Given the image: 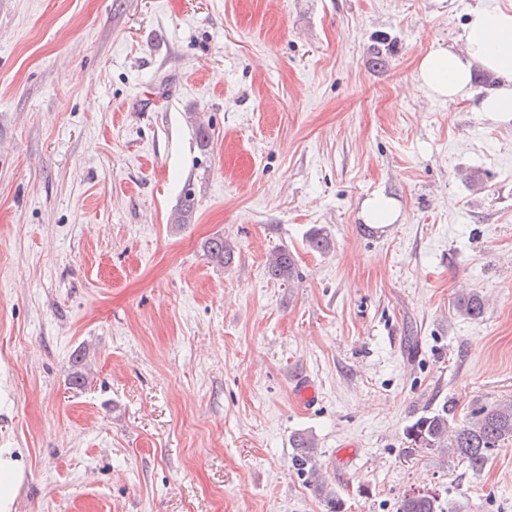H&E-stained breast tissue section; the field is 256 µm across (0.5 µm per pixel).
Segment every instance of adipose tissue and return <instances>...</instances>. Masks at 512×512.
Returning <instances> with one entry per match:
<instances>
[{"label": "adipose tissue", "instance_id": "ef3b65f1", "mask_svg": "<svg viewBox=\"0 0 512 512\" xmlns=\"http://www.w3.org/2000/svg\"><path fill=\"white\" fill-rule=\"evenodd\" d=\"M497 79L494 91L477 94L475 72ZM416 86L432 99L469 100L494 120L512 119V5L472 10L462 46L436 45L417 66ZM25 466L17 449L0 448V512H15Z\"/></svg>", "mask_w": 512, "mask_h": 512}]
</instances>
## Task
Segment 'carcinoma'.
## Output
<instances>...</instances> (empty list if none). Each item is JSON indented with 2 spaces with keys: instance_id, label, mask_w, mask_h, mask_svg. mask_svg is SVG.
Wrapping results in <instances>:
<instances>
[{
  "instance_id": "carcinoma-1",
  "label": "carcinoma",
  "mask_w": 512,
  "mask_h": 512,
  "mask_svg": "<svg viewBox=\"0 0 512 512\" xmlns=\"http://www.w3.org/2000/svg\"><path fill=\"white\" fill-rule=\"evenodd\" d=\"M194 203L185 196L182 204L171 215V223L188 224L192 218ZM307 246L316 252L325 253L333 247V241L323 228L313 227L306 236ZM211 261L228 266L235 254L234 245L222 236L209 239L205 244ZM297 264L295 255L286 248L277 250L269 259L268 275L277 281L289 283L294 278ZM486 308L484 298L477 293L461 294L456 300L458 314L466 319H478ZM455 407L442 402L437 408L422 415L408 425L404 431L405 440L411 449L451 450L466 460L474 472L482 471L492 452L502 444L512 440V400L480 406L471 412V418L459 422L455 419ZM295 448L294 463L304 471L311 464L316 448L314 437L307 433L293 436ZM313 486L318 495L324 498L329 512H341L342 502L336 491L329 487L325 479L311 470ZM397 512H442L436 496L427 493H408L397 507Z\"/></svg>"
}]
</instances>
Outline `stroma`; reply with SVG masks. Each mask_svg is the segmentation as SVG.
I'll list each match as a JSON object with an SVG mask.
<instances>
[{
  "instance_id": "1",
  "label": "stroma",
  "mask_w": 512,
  "mask_h": 512,
  "mask_svg": "<svg viewBox=\"0 0 512 512\" xmlns=\"http://www.w3.org/2000/svg\"><path fill=\"white\" fill-rule=\"evenodd\" d=\"M509 4L0 0L17 512H328L292 463L298 432L343 512L418 490L443 512H512V442L476 473L403 435L450 398L460 419L512 399V120L415 88L472 9ZM188 191L191 222L170 223ZM377 192L396 223L363 222ZM314 226L330 252L308 249ZM216 235L230 266L204 251ZM283 247L289 286L265 273ZM461 290L487 298L481 318L457 314ZM207 256L211 261L227 267L234 259L235 247L224 236H216L209 239L205 244Z\"/></svg>"
}]
</instances>
